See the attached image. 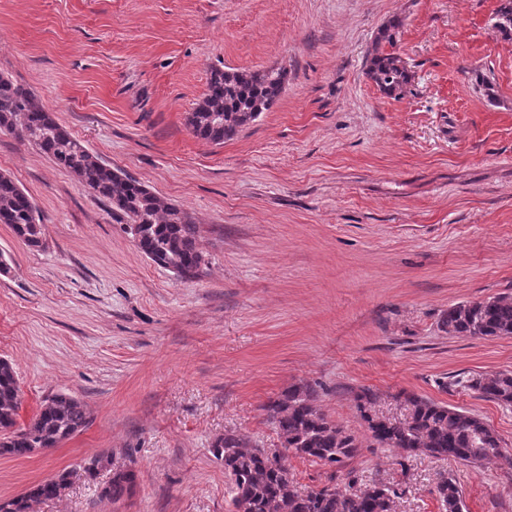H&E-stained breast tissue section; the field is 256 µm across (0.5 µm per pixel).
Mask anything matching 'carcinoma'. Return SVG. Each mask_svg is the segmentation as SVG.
Here are the masks:
<instances>
[{
	"label": "carcinoma",
	"mask_w": 512,
	"mask_h": 512,
	"mask_svg": "<svg viewBox=\"0 0 512 512\" xmlns=\"http://www.w3.org/2000/svg\"><path fill=\"white\" fill-rule=\"evenodd\" d=\"M403 21L392 18L377 31L366 57V75L385 96L398 98L411 82L401 58L398 38ZM493 30L512 40V0L498 7ZM288 83L284 68L238 71L214 69L207 91L187 118L192 133L222 143L269 112L280 101ZM0 131L34 143L69 170L84 187L107 200L128 220V231L138 249L160 267L198 271L204 263L197 224L178 206L163 203L140 181L113 168L89 150L55 119L34 92L0 75ZM29 195L7 174L0 173V224L31 247L42 246L40 219ZM442 329L450 336L493 340L512 336V295L462 302L448 308ZM466 387L504 406L512 405V374L476 375ZM20 386L16 372L0 359V454L26 457L55 448L89 423L81 400L58 393L45 400L27 425L17 422ZM310 384L288 387L263 404L266 419L276 429L283 448L293 454L334 467L353 457L358 437L330 419L318 404ZM358 409L371 441L380 448H399L407 455L424 453L452 457L478 465L503 457L501 440L476 415L415 394L404 395L407 413L400 419L371 412L375 396L368 390L357 396ZM232 481L234 512H392L395 488L375 483L355 493L325 486L299 491L289 477L287 456L279 458L254 445L233 429L212 445ZM65 470L16 497L0 500V512H32L33 503L56 497L70 481ZM136 474L131 468L112 474L101 495L114 502L129 496ZM436 494L442 512H463V495L451 479L441 478Z\"/></svg>",
	"instance_id": "1"
}]
</instances>
